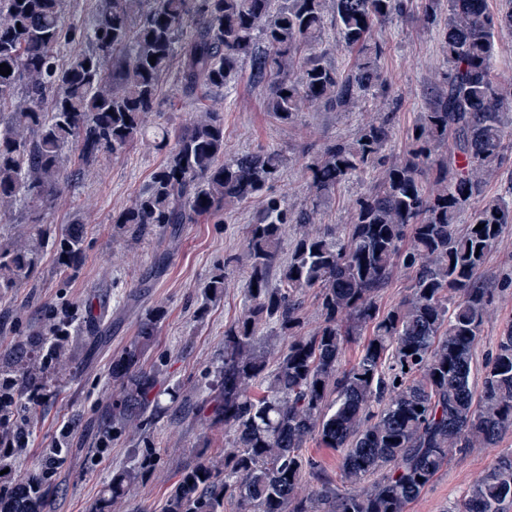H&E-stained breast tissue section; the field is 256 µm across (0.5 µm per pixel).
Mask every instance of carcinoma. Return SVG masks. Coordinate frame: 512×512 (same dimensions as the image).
<instances>
[{
  "label": "carcinoma",
  "mask_w": 512,
  "mask_h": 512,
  "mask_svg": "<svg viewBox=\"0 0 512 512\" xmlns=\"http://www.w3.org/2000/svg\"><path fill=\"white\" fill-rule=\"evenodd\" d=\"M92 25L65 21L66 0H0V212L20 202L34 215L69 186L65 151L87 163L123 154L136 139L166 150L135 202L112 217L139 240L175 233L201 218L264 195L238 254L207 285L212 297L245 275L242 313L224 328V361L197 406L231 442L221 459L186 468L164 512H407L450 456L492 448L512 427V324L475 381V349L492 289L477 274L506 226L512 202L485 195L512 140V78L498 70L497 40L512 33V0H99ZM394 18L444 20L446 70L411 142L386 152L392 77L375 33ZM355 55L339 71L337 50ZM155 63H150L151 57ZM264 92L280 124L323 106L375 115L354 138L327 144L305 164L306 200L270 192L288 159L279 150L224 151V113L204 106L185 125L150 122L160 83L175 74L187 93L229 90L243 72ZM373 174L350 223L316 225L336 191ZM483 228L476 229L477 225ZM299 229L288 262L276 267L288 227ZM44 234L0 246V290L33 276ZM60 265L84 252L83 238L55 241ZM400 270L408 293L381 309ZM313 294L321 322L304 330ZM163 313L112 361L116 437L152 424L162 406L156 377L142 371L143 347ZM83 322L48 315L0 361V471L27 452L38 406L67 342ZM364 337L359 357L348 344ZM322 389H317V385ZM310 440L341 454L345 490L303 453ZM67 448H45L17 483L0 490V512H52ZM157 463L112 473L110 500L123 499ZM377 480H372V477ZM512 455L502 456L452 512H508Z\"/></svg>",
  "instance_id": "carcinoma-1"
}]
</instances>
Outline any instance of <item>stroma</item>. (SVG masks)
<instances>
[{
  "label": "stroma",
  "instance_id": "stroma-1",
  "mask_svg": "<svg viewBox=\"0 0 512 512\" xmlns=\"http://www.w3.org/2000/svg\"><path fill=\"white\" fill-rule=\"evenodd\" d=\"M381 38V64L399 97L388 148L399 154L446 66L442 27L396 19L384 27ZM263 99L262 90L244 75L237 79L232 97L215 92L203 99L186 95L171 76L159 88L156 109L179 124L188 122L198 105L221 108L226 151L243 153L261 146L283 151L289 163L275 189L303 202L304 163L327 143L353 138L370 115L312 108L299 113L293 124L282 125L265 112ZM164 159V151L145 140L120 156L103 155L87 165L70 158L66 171L72 188L55 198L43 215L41 228L49 244L33 278L0 294L1 358L13 354L18 333L39 328L49 311L83 315L97 300L105 307L93 332L73 339L69 360L57 369L26 456L12 473L0 476V484L13 485L43 449L68 447L57 476L63 493L55 500L54 512H93L97 507L103 512H162L182 469L197 462L198 450L211 458L224 453L223 429L204 425L195 403L207 372L224 359V328L241 312L244 283L232 278L223 295L211 300L204 299L203 288L223 268L225 257L242 249L261 201L255 198L226 212L223 223L185 224L174 235L157 232L135 243L115 235L113 213L131 205ZM370 182L366 175L339 189L322 207L318 223H349L353 200ZM73 230L84 236V254L76 266L64 269L52 242ZM479 279L494 290L476 349L482 365L495 353L503 329L512 324V228L487 256ZM156 308L163 309L165 317L142 355V367L150 371L166 360L158 386H178V397L167 405L155 429L129 428L105 453L95 454L98 430L112 403V361L137 339L145 315ZM152 445L161 448L155 469L120 503H106L104 489L113 472L134 466ZM507 454H512V429L502 434L496 447L453 455L408 512H447Z\"/></svg>",
  "mask_w": 512,
  "mask_h": 512
}]
</instances>
